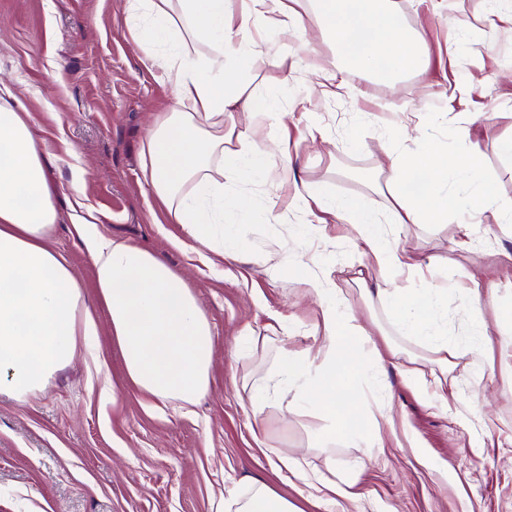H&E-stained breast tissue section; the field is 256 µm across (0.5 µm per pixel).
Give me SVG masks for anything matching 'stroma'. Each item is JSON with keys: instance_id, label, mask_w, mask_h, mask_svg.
<instances>
[{"instance_id": "35a3bbf8", "label": "stroma", "mask_w": 512, "mask_h": 512, "mask_svg": "<svg viewBox=\"0 0 512 512\" xmlns=\"http://www.w3.org/2000/svg\"><path fill=\"white\" fill-rule=\"evenodd\" d=\"M123 2L0 0V83L27 109L44 147L58 192L51 245L81 284L97 329L95 352L78 348L23 399L0 395V512H234L255 479L297 512H512V345L498 331L482 354L453 359L447 384L423 395L403 370L415 356L426 375L439 366L427 362L425 341L400 335L389 303H376L377 319L406 355L369 378L367 408L386 403L393 423L370 457L359 440L322 445L314 431L323 422L306 409L271 400L257 417L250 400L281 344L304 350L322 331L318 301L295 276L265 273L263 251L283 247L293 265L316 258V273L335 282L350 308L366 307L358 280L366 255L346 238L343 220L290 206L301 181L371 209L383 241L414 254L443 290L449 338L465 334L459 286L512 254V232L485 212L461 253L451 251L444 225L389 223L379 144L406 120L434 122L442 145L469 126L491 194L512 206V159L498 149L512 135L507 21L489 0H393L404 25L424 33L427 67L391 85L350 74L348 91L326 98H307V68L314 59L341 67L333 44L281 47L261 76L288 114L283 162L295 182L225 181V192L254 207L239 227L247 251L232 259L220 241L201 243L169 223L143 179L142 145L174 100L132 40ZM460 18L472 29L456 31ZM457 86L467 95L451 98ZM392 101L402 111L387 110ZM76 196L102 234L155 253L195 294L214 347L208 390L195 404L152 399L128 379L97 302L93 261L71 232ZM477 398L484 406L475 413ZM280 450L301 462L305 478L278 468Z\"/></svg>"}]
</instances>
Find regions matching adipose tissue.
<instances>
[{
	"instance_id": "1",
	"label": "adipose tissue",
	"mask_w": 512,
	"mask_h": 512,
	"mask_svg": "<svg viewBox=\"0 0 512 512\" xmlns=\"http://www.w3.org/2000/svg\"><path fill=\"white\" fill-rule=\"evenodd\" d=\"M298 0H124L132 38L145 47L163 72L175 100L173 111L157 115L147 138L144 179L171 223L184 225L201 242L224 238L231 256L247 248L235 227L247 223L250 203L224 193L225 178L275 176L272 150L260 147L267 122L282 120L275 95L260 90V74L270 57L252 31L266 23L278 27L281 42L308 47L319 37L336 45L347 70L391 83L426 66L428 44L421 32L406 28L391 0H314L316 26L297 10ZM236 111L243 128L238 147L224 148V115ZM401 139L422 148L407 153L386 147V188L397 224H444L456 249L467 250L465 225H450L449 212L480 215L497 209L485 190L480 151L469 128H458L453 145L433 142L430 126L401 129ZM463 190L449 194L448 180ZM302 205L349 221L348 238L373 263L376 288L368 301L388 300L405 336L425 340L437 363L482 351L489 326L501 323L497 290L512 288V265H499L492 279L470 277L465 314L471 338H448L433 312L439 301L425 285L395 287L392 274L415 269L413 257L398 247L383 248L376 215L362 203L330 197L307 186ZM57 221L55 188L43 165L26 115L0 99V393L22 398L45 385L69 363L80 338L95 324L82 302L81 286L66 260L49 245ZM94 261L95 282L130 381L161 401L193 402L208 389L213 357L210 324L185 279L154 253L101 234L85 219L73 224ZM269 274L292 271L309 293L322 298V334L316 348H280L271 372L252 388L251 403L262 408L269 395L305 398L311 412L325 419L326 440L360 439L377 447L387 406L358 415V397L367 384L362 361L382 354L351 310L329 300L332 281L315 273V260L289 266L281 251L259 257Z\"/></svg>"
}]
</instances>
